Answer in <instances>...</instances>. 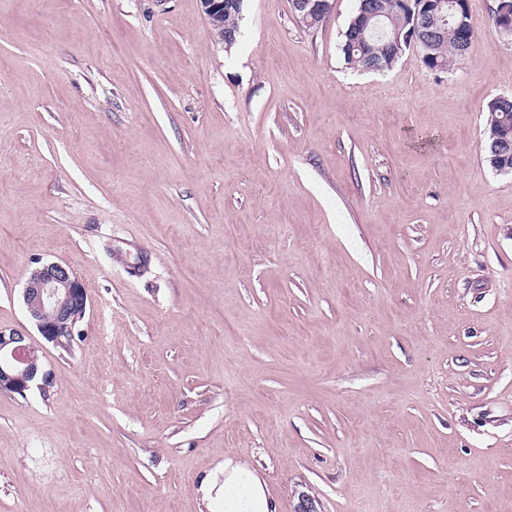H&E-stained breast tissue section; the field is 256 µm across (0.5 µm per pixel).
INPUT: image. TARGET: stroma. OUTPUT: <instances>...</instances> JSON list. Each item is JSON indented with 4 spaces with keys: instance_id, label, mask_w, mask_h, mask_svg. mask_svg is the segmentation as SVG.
Segmentation results:
<instances>
[{
    "instance_id": "obj_1",
    "label": "stroma",
    "mask_w": 512,
    "mask_h": 512,
    "mask_svg": "<svg viewBox=\"0 0 512 512\" xmlns=\"http://www.w3.org/2000/svg\"><path fill=\"white\" fill-rule=\"evenodd\" d=\"M469 5L470 58L373 73L357 0H244L229 48L200 0H0V327L52 375L0 392V512H221L228 453L276 512H512V37ZM496 97L487 104V131L485 146L495 139L498 140L500 147L504 148L502 157L497 159V164L502 165L510 163L511 165V146H512V96ZM22 297L40 336L57 347H69L88 301L76 273L65 264H39L30 271Z\"/></svg>"
}]
</instances>
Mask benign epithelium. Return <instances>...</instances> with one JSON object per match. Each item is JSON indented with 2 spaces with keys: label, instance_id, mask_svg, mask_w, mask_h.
<instances>
[{
  "label": "benign epithelium",
  "instance_id": "1",
  "mask_svg": "<svg viewBox=\"0 0 512 512\" xmlns=\"http://www.w3.org/2000/svg\"><path fill=\"white\" fill-rule=\"evenodd\" d=\"M201 9L210 28L217 30L222 41L233 40L234 33L224 31V10L235 0H200ZM455 0H414L413 23L403 35L395 39L394 50L412 48L427 56L440 30L425 28L423 18L436 15L443 8L453 10ZM333 7L331 0H292V9L301 20L312 14L327 15ZM495 28L512 35V3L500 0L494 18ZM87 293L76 273L67 265L56 262L34 267L26 280L23 303L40 336L57 347L67 348L74 338L77 325L87 311ZM51 385L28 335L17 330L0 328V392L25 396L34 386L45 391Z\"/></svg>",
  "mask_w": 512,
  "mask_h": 512
}]
</instances>
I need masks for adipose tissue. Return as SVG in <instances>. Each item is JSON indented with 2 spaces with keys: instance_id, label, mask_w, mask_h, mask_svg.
<instances>
[{
  "instance_id": "ef3b65f1",
  "label": "adipose tissue",
  "mask_w": 512,
  "mask_h": 512,
  "mask_svg": "<svg viewBox=\"0 0 512 512\" xmlns=\"http://www.w3.org/2000/svg\"><path fill=\"white\" fill-rule=\"evenodd\" d=\"M223 473L224 483L218 492L223 512H274L266 480L247 462L225 455Z\"/></svg>"
}]
</instances>
